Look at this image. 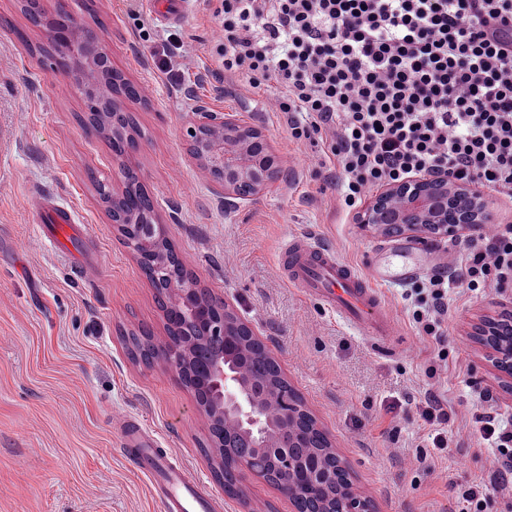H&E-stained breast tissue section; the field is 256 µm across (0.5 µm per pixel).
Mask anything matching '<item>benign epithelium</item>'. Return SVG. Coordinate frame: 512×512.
Returning a JSON list of instances; mask_svg holds the SVG:
<instances>
[{
    "mask_svg": "<svg viewBox=\"0 0 512 512\" xmlns=\"http://www.w3.org/2000/svg\"><path fill=\"white\" fill-rule=\"evenodd\" d=\"M43 16L55 21L46 30L47 45L39 47L51 60L54 72L69 79L70 87L87 102L86 131L112 141L125 142L126 150L114 155L118 186L108 189L98 185L102 202L115 228L137 225L136 235L128 240L136 261L147 258L145 248L168 238L160 214L132 216L126 212V198L142 190V177L130 155L139 148L128 113L129 98L122 91V81L109 77L111 49L96 25L76 19L57 0V7ZM187 153L204 180L224 196L225 207L254 203L279 177V158L269 147L263 129L235 118L230 113L198 108L192 112L187 131ZM357 223L389 233L410 232L423 238H479L488 224L500 220L492 203L474 184L458 181L446 174H426L384 186L358 212ZM200 287L189 276L170 278L168 294L173 304L184 310L203 336H224V354L213 357L207 367L211 395L220 402L224 421L249 432L257 429L272 414L293 422L296 413L285 411L271 399L260 400L251 391L244 368L231 362L235 353L232 336L255 335L252 327L235 310L224 304V321L210 318L208 308L197 300ZM512 305L504 306L491 317L475 323L472 337L484 353L487 365L496 373L502 388L512 393V345L500 340L497 324L512 326ZM158 358L185 377L183 348L171 340L158 345ZM221 463L238 474L250 473L270 479L265 471L253 466L247 448L226 447ZM331 472L345 478V488L326 498L308 497L304 512H378L374 500L360 491L351 479L346 462L335 456ZM276 485L293 501L297 496L294 470H283Z\"/></svg>",
    "mask_w": 512,
    "mask_h": 512,
    "instance_id": "benign-epithelium-1",
    "label": "benign epithelium"
}]
</instances>
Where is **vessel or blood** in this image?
Here are the masks:
<instances>
[{"mask_svg": "<svg viewBox=\"0 0 512 512\" xmlns=\"http://www.w3.org/2000/svg\"><path fill=\"white\" fill-rule=\"evenodd\" d=\"M33 204L43 209L54 225L55 244L64 246L75 231L73 209L44 196L36 197ZM284 254L286 259L280 271L292 285L321 299L369 333L396 335L394 317L382 302L377 288L389 279L411 278L414 269L406 259L396 260L387 273L363 275L342 262L333 247L308 234L293 236ZM117 424L124 444L131 448L130 460L150 478L166 512H212L207 493L183 469L173 464L170 456L159 451L138 418L123 415L118 417Z\"/></svg>", "mask_w": 512, "mask_h": 512, "instance_id": "vessel-or-blood-1", "label": "vessel or blood"}]
</instances>
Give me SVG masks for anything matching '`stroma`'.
Wrapping results in <instances>:
<instances>
[{"label":"stroma","instance_id":"stroma-1","mask_svg":"<svg viewBox=\"0 0 512 512\" xmlns=\"http://www.w3.org/2000/svg\"><path fill=\"white\" fill-rule=\"evenodd\" d=\"M96 18L112 64L142 87L133 105L142 140L134 157L168 237L201 287L226 300L268 347L305 407L328 434L356 486L380 512H456L460 485L490 475L492 451L472 417L493 405L512 424L503 396L468 332L512 288L448 294L447 365L422 339L407 300L410 283L382 296L397 335L380 338L292 287L277 266L289 237L311 232L341 261L366 270L391 264L412 234L387 237L337 204V173L320 147L292 139L288 116L269 111V94L235 76L218 77L210 50L219 27L205 0H188L161 22L145 0H69ZM0 512H164L148 478L132 467L113 415L135 416L209 493L216 512H294L277 485L243 475L242 498L225 494L210 460L211 436L193 391L164 363L132 359L128 336L149 328L165 341L158 294L122 243L97 182H112L108 141L85 133L86 104L33 48L45 39L16 0H0ZM149 40H142L141 30ZM178 40L173 58L158 47ZM233 112L262 127L283 162L275 188L228 209L186 153L197 107ZM52 194L75 211L81 234L69 252L28 206ZM491 398L482 403L476 390ZM430 399L455 411L451 451L431 470L412 472L415 449L431 431L418 409Z\"/></svg>","mask_w":512,"mask_h":512}]
</instances>
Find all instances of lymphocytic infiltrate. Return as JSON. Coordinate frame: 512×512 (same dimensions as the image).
<instances>
[{"mask_svg": "<svg viewBox=\"0 0 512 512\" xmlns=\"http://www.w3.org/2000/svg\"><path fill=\"white\" fill-rule=\"evenodd\" d=\"M220 70L266 86L300 141L319 138L338 170V205L352 211L373 188L447 173L512 199V0H217ZM472 291L512 287V224L494 225L459 261ZM434 276L412 288V319L449 357L448 290ZM429 449L415 469L448 454L451 419L438 401L419 411ZM495 448L490 480L461 488L458 512H487L512 474V426L475 417Z\"/></svg>", "mask_w": 512, "mask_h": 512, "instance_id": "f902f5d3", "label": "lymphocytic infiltrate"}]
</instances>
